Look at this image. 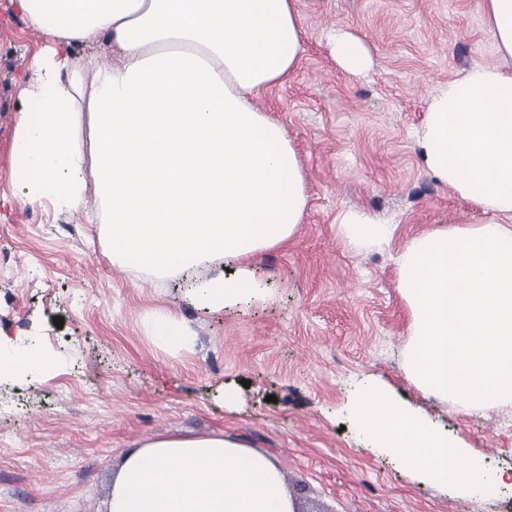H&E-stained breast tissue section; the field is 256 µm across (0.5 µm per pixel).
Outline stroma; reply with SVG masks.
<instances>
[{"label":"stroma","mask_w":512,"mask_h":512,"mask_svg":"<svg viewBox=\"0 0 512 512\" xmlns=\"http://www.w3.org/2000/svg\"><path fill=\"white\" fill-rule=\"evenodd\" d=\"M304 53L257 105L282 122L308 205L287 242L243 261L262 301L197 310L177 282L112 264L105 225L23 206L12 143L27 62L45 45L0 0V333L33 338L54 370L0 382V512H106L134 443L224 431L281 468L298 512H512V488L470 498L411 478L349 426L355 382L389 385L498 468L512 467V405L463 410L424 396L405 372L411 315L397 258L414 237L490 216L423 168L414 133L429 97L500 57L478 0H299ZM367 45L364 76L342 70L326 36ZM360 209L394 223L381 246L336 222ZM166 310L194 336L160 351L147 334ZM62 326H55V318ZM238 388L226 407L224 387Z\"/></svg>","instance_id":"1"}]
</instances>
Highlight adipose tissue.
<instances>
[{
	"label": "adipose tissue",
	"mask_w": 512,
	"mask_h": 512,
	"mask_svg": "<svg viewBox=\"0 0 512 512\" xmlns=\"http://www.w3.org/2000/svg\"><path fill=\"white\" fill-rule=\"evenodd\" d=\"M47 45L33 54L12 152L25 205L85 213L112 262L187 282L211 312L266 299L230 262L276 247L301 224L308 195L286 128L259 95L295 72L304 51L297 0H17ZM502 66H476L429 98L417 133L430 174L493 221L437 229L406 246L398 288L412 323L414 384L467 409L512 405V0H479ZM330 49L345 71L371 66L366 44L344 30ZM112 53L86 70L74 51ZM355 243L391 240L395 227L358 211L338 214ZM150 338L163 352L192 336L158 310ZM54 359L29 337L0 336V378L30 381ZM372 451L430 483L477 497L512 487L386 384L364 382L349 410ZM108 512H295L280 468L223 433H168L125 456Z\"/></svg>",
	"instance_id": "obj_1"
}]
</instances>
